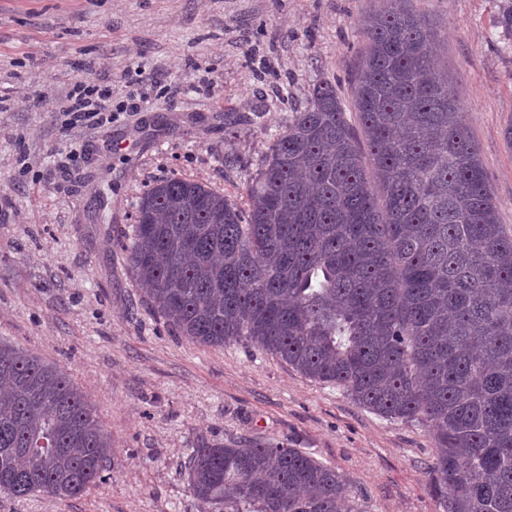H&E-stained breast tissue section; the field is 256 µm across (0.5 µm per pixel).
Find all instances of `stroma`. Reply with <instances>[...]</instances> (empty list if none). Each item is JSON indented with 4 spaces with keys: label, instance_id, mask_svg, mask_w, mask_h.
<instances>
[{
    "label": "stroma",
    "instance_id": "stroma-1",
    "mask_svg": "<svg viewBox=\"0 0 512 512\" xmlns=\"http://www.w3.org/2000/svg\"><path fill=\"white\" fill-rule=\"evenodd\" d=\"M381 0H0V341L72 376L112 441L82 496L15 498L0 512H202L189 448L246 437L299 448L344 473L366 512H443L428 487L427 428L379 417L339 387L241 343H193L150 309L130 273L142 193L176 176L245 202L277 134L314 87L348 120ZM432 26L463 121L512 229V48L502 0H409ZM150 85L130 83L136 68ZM144 94L139 114L64 130L52 102L75 79ZM88 158L60 173L66 152Z\"/></svg>",
    "mask_w": 512,
    "mask_h": 512
}]
</instances>
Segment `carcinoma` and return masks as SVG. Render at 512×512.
Here are the masks:
<instances>
[{
    "label": "carcinoma",
    "instance_id": "cac0c4a2",
    "mask_svg": "<svg viewBox=\"0 0 512 512\" xmlns=\"http://www.w3.org/2000/svg\"><path fill=\"white\" fill-rule=\"evenodd\" d=\"M497 25L512 38V0ZM354 88L316 86L244 208L172 177L140 199L128 246L152 311L209 346L246 343L428 428L444 512H512V232L433 29L408 0L363 20ZM0 492L58 499L100 478L112 443L74 381L0 342ZM193 497L219 512H364L346 475L289 445L190 449Z\"/></svg>",
    "mask_w": 512,
    "mask_h": 512
}]
</instances>
